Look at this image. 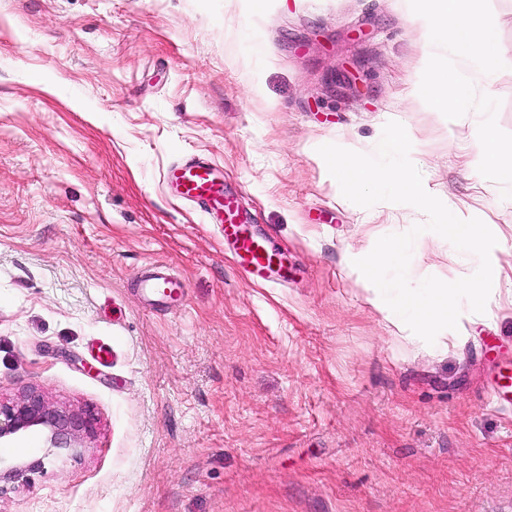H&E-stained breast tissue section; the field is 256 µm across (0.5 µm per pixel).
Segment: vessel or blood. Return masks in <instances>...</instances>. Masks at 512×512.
Masks as SVG:
<instances>
[{
    "instance_id": "b4317fda",
    "label": "vessel or blood",
    "mask_w": 512,
    "mask_h": 512,
    "mask_svg": "<svg viewBox=\"0 0 512 512\" xmlns=\"http://www.w3.org/2000/svg\"><path fill=\"white\" fill-rule=\"evenodd\" d=\"M166 178L175 195L220 221L225 241L235 248L251 274L263 279L281 276L284 264L280 253L269 239L250 230L237 199L225 193L223 175L212 163L199 159L178 163L169 168ZM141 287L158 305L175 304L183 298L180 280L160 268L146 275ZM491 399L512 410V367L500 371Z\"/></svg>"
}]
</instances>
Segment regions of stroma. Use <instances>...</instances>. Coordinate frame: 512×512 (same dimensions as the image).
I'll return each mask as SVG.
<instances>
[{
	"label": "stroma",
	"instance_id": "35a3bbf8",
	"mask_svg": "<svg viewBox=\"0 0 512 512\" xmlns=\"http://www.w3.org/2000/svg\"><path fill=\"white\" fill-rule=\"evenodd\" d=\"M490 5L512 133V0ZM422 28L408 0H0V399L37 387L96 419L76 455L16 439L45 465L0 512H512V411L489 401L512 363V199L477 171L481 114L452 129L420 97ZM391 120L498 240L494 317L445 350L400 339L344 261L426 214L349 202L317 152L371 151ZM195 158L287 280L252 282L167 191ZM158 267L183 307L142 294ZM477 267L429 239L409 269Z\"/></svg>",
	"mask_w": 512,
	"mask_h": 512
}]
</instances>
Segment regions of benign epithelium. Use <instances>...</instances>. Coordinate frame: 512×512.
Segmentation results:
<instances>
[{"label": "benign epithelium", "mask_w": 512, "mask_h": 512, "mask_svg": "<svg viewBox=\"0 0 512 512\" xmlns=\"http://www.w3.org/2000/svg\"><path fill=\"white\" fill-rule=\"evenodd\" d=\"M95 418L86 411L50 403L44 394L31 388L15 401L0 400V447L6 448L16 438L35 434L43 447L71 449L82 447L84 438L94 434ZM42 466L37 460L20 463L0 455V483H14L26 472Z\"/></svg>", "instance_id": "1"}]
</instances>
